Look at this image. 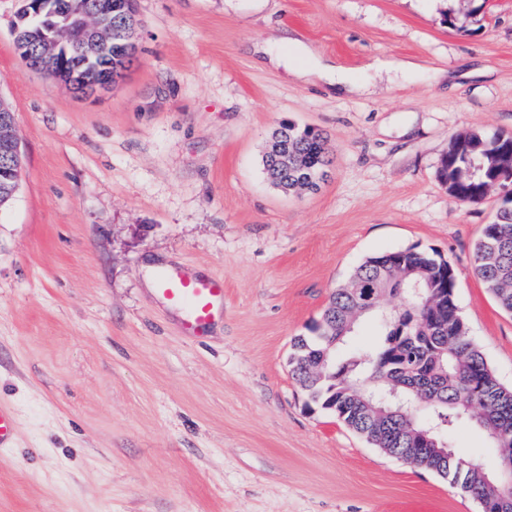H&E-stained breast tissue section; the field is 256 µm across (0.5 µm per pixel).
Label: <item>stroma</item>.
Returning a JSON list of instances; mask_svg holds the SVG:
<instances>
[{
	"instance_id": "obj_1",
	"label": "stroma",
	"mask_w": 512,
	"mask_h": 512,
	"mask_svg": "<svg viewBox=\"0 0 512 512\" xmlns=\"http://www.w3.org/2000/svg\"><path fill=\"white\" fill-rule=\"evenodd\" d=\"M482 5L468 31L449 11ZM134 63L80 96L20 60L0 0V101L19 189L0 209V512H480L438 475L309 409L288 367L330 293L367 257L438 250L472 339L512 387V315L471 266L501 203L469 206L438 168L467 131L512 134V0H138ZM292 32L367 83L339 96L248 47ZM412 61L380 75L375 58ZM487 74L446 87L462 59ZM327 136L328 180H267L272 131ZM224 279L205 340L145 286L148 259ZM453 444L487 471L467 423Z\"/></svg>"
}]
</instances>
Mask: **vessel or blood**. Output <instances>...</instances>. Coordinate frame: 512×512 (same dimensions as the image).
Listing matches in <instances>:
<instances>
[{
    "mask_svg": "<svg viewBox=\"0 0 512 512\" xmlns=\"http://www.w3.org/2000/svg\"><path fill=\"white\" fill-rule=\"evenodd\" d=\"M156 291L169 307L181 312L183 333L196 339L208 336L224 311V279L220 276L187 267L169 268L158 274Z\"/></svg>",
    "mask_w": 512,
    "mask_h": 512,
    "instance_id": "b4317fda",
    "label": "vessel or blood"
}]
</instances>
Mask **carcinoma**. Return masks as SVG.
<instances>
[{
	"instance_id": "carcinoma-1",
	"label": "carcinoma",
	"mask_w": 512,
	"mask_h": 512,
	"mask_svg": "<svg viewBox=\"0 0 512 512\" xmlns=\"http://www.w3.org/2000/svg\"><path fill=\"white\" fill-rule=\"evenodd\" d=\"M137 45L112 48V68L132 65ZM288 150L300 158L288 168L272 152L264 167L283 190H315L328 176L327 139L312 128L288 124ZM512 157V134L467 132L448 144L439 181L465 204L484 201L506 186L494 221L483 226L472 251L474 273L500 309L512 314V181L505 162ZM421 281L420 295L412 281ZM455 269L441 254L409 248L366 258L348 281L335 288L311 335L291 341L288 363L312 409L336 417L370 444L414 468L432 472L477 503L500 501L512 512V387L504 386L480 347L469 336L456 302ZM370 291L405 299L400 307L363 311L358 295ZM414 311L416 319L409 317ZM371 317L379 338L348 357L339 349ZM470 422L499 454L491 473L452 446L449 435ZM432 429L444 452L423 455L416 434Z\"/></svg>"
}]
</instances>
